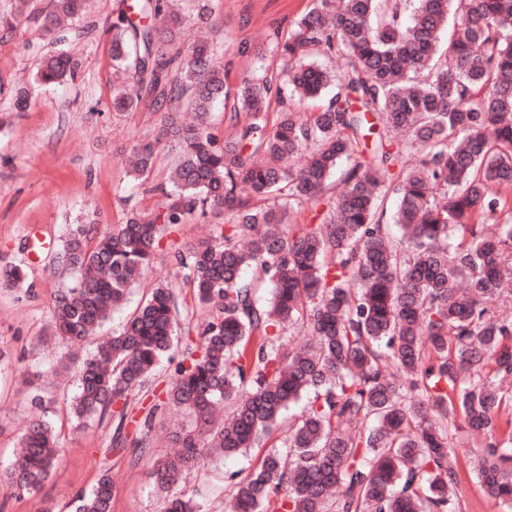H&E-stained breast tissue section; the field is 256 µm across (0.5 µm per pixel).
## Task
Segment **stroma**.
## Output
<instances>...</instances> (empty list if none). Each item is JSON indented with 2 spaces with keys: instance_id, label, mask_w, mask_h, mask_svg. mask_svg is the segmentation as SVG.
<instances>
[{
  "instance_id": "35a3bbf8",
  "label": "stroma",
  "mask_w": 512,
  "mask_h": 512,
  "mask_svg": "<svg viewBox=\"0 0 512 512\" xmlns=\"http://www.w3.org/2000/svg\"><path fill=\"white\" fill-rule=\"evenodd\" d=\"M128 0H89L85 16L45 35L20 22L17 31L0 38V262L25 265L30 291L0 285V349L9 361L0 363V461L16 452L17 435L32 417L26 381L42 372L40 381L51 398V416L61 434L63 449L45 483L40 499L64 512L76 492L89 488L101 470L108 469L116 486L112 512H161L163 502L154 489L152 464L173 450L174 437L189 420L168 411L157 417L152 448L111 447L112 431L91 423L75 429L66 403L75 391V376L89 345H74L50 335L52 302L66 287L70 272L54 260V252L74 224L96 222L106 228L122 223L131 208L150 209L160 200L157 185L167 183L175 152L164 148L148 183L126 173L133 144L157 135L161 113L148 106L134 112L112 109L114 87L128 83V75L112 66L110 28L125 12ZM308 0H222L213 17L215 36L224 43L220 59L230 82H238L258 66L278 70L282 62L269 53L257 59L254 49L267 35L287 30L305 12ZM66 50L79 58L77 76L55 84L40 83L42 58ZM27 89L26 111L14 108V94ZM230 215L206 214L173 225L156 248L151 267L132 288L125 303L114 310L102 335L119 330L140 300L157 283L175 288L181 306L178 329L196 330L213 314L198 304L192 289L174 266L175 252L207 240L214 229L229 227ZM458 456L460 483L454 512H503L475 475L476 437L463 422L449 429ZM261 449L225 457L206 453L205 464L186 475L181 490L207 491L222 484L225 475L248 473ZM40 499L20 495L0 483V512H39Z\"/></svg>"
}]
</instances>
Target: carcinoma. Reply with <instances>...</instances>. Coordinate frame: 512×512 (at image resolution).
Instances as JSON below:
<instances>
[{"mask_svg":"<svg viewBox=\"0 0 512 512\" xmlns=\"http://www.w3.org/2000/svg\"><path fill=\"white\" fill-rule=\"evenodd\" d=\"M87 3L48 0L27 19L49 35L82 18ZM24 8L19 0L0 10L1 35L13 34ZM132 9L150 24L126 14L112 24L113 68L137 76L114 88L112 108L132 112L146 91L165 112L159 134L133 146L129 174L147 181L168 144L177 150L171 189L113 228L69 229L55 260L74 279L55 297L53 335L94 339L167 227L209 211L232 213L233 224L179 255L198 303L216 310L198 338L177 336L178 296L153 287L82 362L76 424L115 419L122 428L166 358L172 382L134 443L150 444L160 409L186 412L195 428L153 464L162 512H207L200 492L176 490L203 449L259 447L304 395L288 428L293 456L270 448L245 478L224 476L232 512H452L459 470L448 422L460 415L484 436L479 482L512 512V394L496 382L512 374V314L485 306L512 263V224L485 227L512 211L502 192L512 187V0H309L287 37L257 48L259 58L278 54L282 70L261 68L235 85L216 61L222 43L183 51L170 0ZM319 57L346 65L333 73ZM78 68L61 52L38 78L60 82ZM322 97L319 111H295ZM218 103L234 118L222 144L209 124ZM344 158L352 164L333 196L326 182ZM390 193L398 240L383 222ZM306 210L322 223L286 232ZM246 268L254 281H242ZM25 279L18 265L0 268L3 284ZM266 280L272 299L259 307ZM298 319L313 342L288 349L282 330ZM226 401L233 411L223 419ZM30 402L39 414L21 431L22 454L0 464V482L23 495L41 491L61 450L34 381ZM115 490L103 471L68 508L112 512Z\"/></svg>","mask_w":512,"mask_h":512,"instance_id":"1","label":"carcinoma"}]
</instances>
